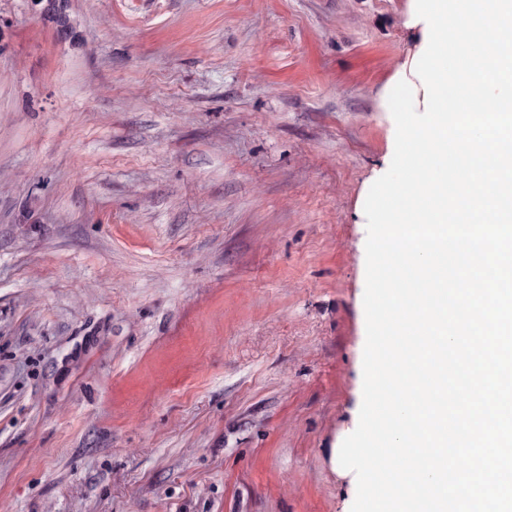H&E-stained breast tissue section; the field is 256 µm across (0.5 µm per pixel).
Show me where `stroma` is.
<instances>
[{"instance_id": "obj_1", "label": "stroma", "mask_w": 512, "mask_h": 512, "mask_svg": "<svg viewBox=\"0 0 512 512\" xmlns=\"http://www.w3.org/2000/svg\"><path fill=\"white\" fill-rule=\"evenodd\" d=\"M406 0H0V512H344Z\"/></svg>"}]
</instances>
